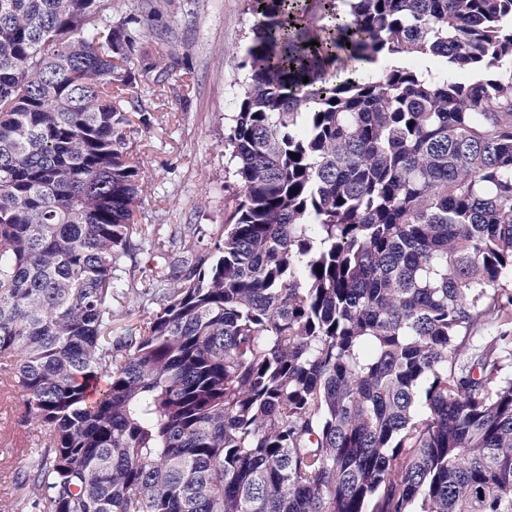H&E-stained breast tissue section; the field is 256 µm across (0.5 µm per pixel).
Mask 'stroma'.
I'll return each instance as SVG.
<instances>
[{"instance_id":"obj_1","label":"stroma","mask_w":512,"mask_h":512,"mask_svg":"<svg viewBox=\"0 0 512 512\" xmlns=\"http://www.w3.org/2000/svg\"><path fill=\"white\" fill-rule=\"evenodd\" d=\"M252 23L247 0H169L149 52L170 77L149 88L150 125L128 142L146 181L141 223L162 225L169 238L190 236L202 258L239 191L224 141L247 74ZM24 413L19 394L0 397V506L9 512H27V491L14 481Z\"/></svg>"}]
</instances>
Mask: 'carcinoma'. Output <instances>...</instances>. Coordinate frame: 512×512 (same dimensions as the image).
<instances>
[{
	"mask_svg": "<svg viewBox=\"0 0 512 512\" xmlns=\"http://www.w3.org/2000/svg\"><path fill=\"white\" fill-rule=\"evenodd\" d=\"M299 2L248 0L216 258L182 241L114 336L165 247L127 152L163 4L0 0L29 512H512V0ZM133 244H135L133 250L130 252V255L124 259L125 265L129 267L131 264L132 266L135 264L137 268L144 271V275H149V273L152 270L155 271L157 267L167 265L171 257H174L172 254L170 255L171 257L168 258L163 253L151 250L148 246H142L138 238L133 239ZM122 292H128L122 294L121 290L112 299V308L114 310L127 311V315L115 324V329L118 335L114 336H139L142 327V318L145 315L142 306L133 303L132 294L127 291V286L124 287Z\"/></svg>",
	"mask_w": 512,
	"mask_h": 512,
	"instance_id": "cac0c4a2",
	"label": "carcinoma"
}]
</instances>
